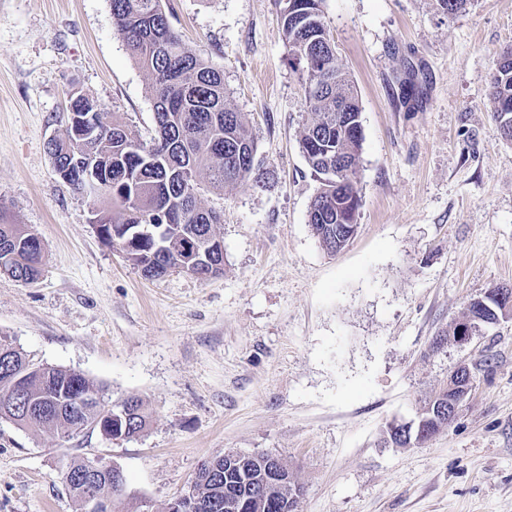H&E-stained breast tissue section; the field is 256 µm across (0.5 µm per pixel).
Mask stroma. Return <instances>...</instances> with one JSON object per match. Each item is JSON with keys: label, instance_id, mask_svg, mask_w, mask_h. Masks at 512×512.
<instances>
[{"label": "stroma", "instance_id": "obj_1", "mask_svg": "<svg viewBox=\"0 0 512 512\" xmlns=\"http://www.w3.org/2000/svg\"><path fill=\"white\" fill-rule=\"evenodd\" d=\"M162 7L223 73L260 163V184L199 193L224 241V272L207 280L144 278L46 151L72 91L154 133L151 78L109 0H0V221L45 248L36 282L0 274V336L149 416L128 441L0 419V512H77L60 472L97 456L126 478L115 512H162L228 451L286 458L296 512H512V315L447 338L470 299L512 286V144L488 99L512 0L451 16L434 0H324L363 128L359 228L334 254L308 224L319 183L280 0ZM462 364L473 386L451 424L394 447L389 424Z\"/></svg>", "mask_w": 512, "mask_h": 512}]
</instances>
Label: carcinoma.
Wrapping results in <instances>:
<instances>
[{
  "label": "carcinoma",
  "mask_w": 512,
  "mask_h": 512,
  "mask_svg": "<svg viewBox=\"0 0 512 512\" xmlns=\"http://www.w3.org/2000/svg\"><path fill=\"white\" fill-rule=\"evenodd\" d=\"M162 0H110L112 23L133 59L151 77L155 134L136 138L124 124L80 94L68 113L89 114L99 134L71 137L70 128L50 139L47 151L58 177L86 198L103 243L120 247L147 279L175 269L173 252L190 249L196 237L215 240L214 263L193 271L201 279L224 271V243L217 233L220 216L203 207L199 189L205 182L216 191L257 180L238 154L256 156L243 118L231 106L224 76L205 57L183 43L161 7ZM281 26L290 64L298 73L310 119L300 134L304 157L320 188L308 211L313 232L331 225L325 237L331 253L340 251L357 230L361 206L358 189L362 129L361 107L354 81L336 55L324 21L323 0H281ZM490 105L500 137L512 143V47L497 57L490 79ZM77 159L93 164L112 181V197L85 193ZM41 240L20 224H0V272L29 284L38 280L44 262ZM34 362L18 347L9 360L0 358V396L17 370ZM101 387L72 369L47 365L42 374L24 379L22 400L32 406L29 422L20 427L68 431L74 412L68 399ZM193 488L203 499L230 497L244 504L240 512H294L292 486L273 480L262 458H224V485L215 487L198 470Z\"/></svg>",
  "instance_id": "1"
}]
</instances>
